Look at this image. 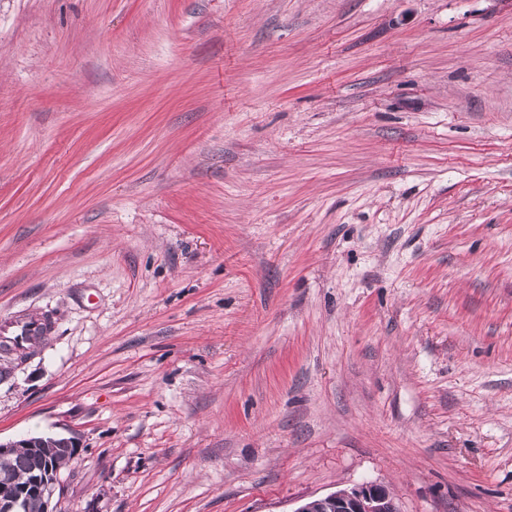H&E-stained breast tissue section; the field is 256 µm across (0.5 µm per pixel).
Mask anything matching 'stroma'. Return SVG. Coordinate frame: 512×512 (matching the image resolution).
Instances as JSON below:
<instances>
[{"instance_id": "obj_1", "label": "stroma", "mask_w": 512, "mask_h": 512, "mask_svg": "<svg viewBox=\"0 0 512 512\" xmlns=\"http://www.w3.org/2000/svg\"><path fill=\"white\" fill-rule=\"evenodd\" d=\"M17 317L60 512H512V0H0ZM40 327L41 322L38 320H16L0 323V341L9 342L5 340H11L12 342L10 343L14 344L15 342L13 341L18 340L20 344H24L29 338L40 332ZM47 331V324H44L41 333L31 341L44 339ZM295 512H401L390 489L376 481H362L322 497L304 501Z\"/></svg>"}]
</instances>
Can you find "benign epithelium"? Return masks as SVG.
I'll return each instance as SVG.
<instances>
[{"label": "benign epithelium", "instance_id": "benign-epithelium-1", "mask_svg": "<svg viewBox=\"0 0 512 512\" xmlns=\"http://www.w3.org/2000/svg\"><path fill=\"white\" fill-rule=\"evenodd\" d=\"M40 441L33 437L7 443L0 442V457L12 454L17 448L39 450ZM59 487V471L34 469L24 485L0 475V512H27L30 498L41 503V512H59L52 504ZM295 512H401L390 489L376 481H362L322 497L304 501Z\"/></svg>", "mask_w": 512, "mask_h": 512}]
</instances>
